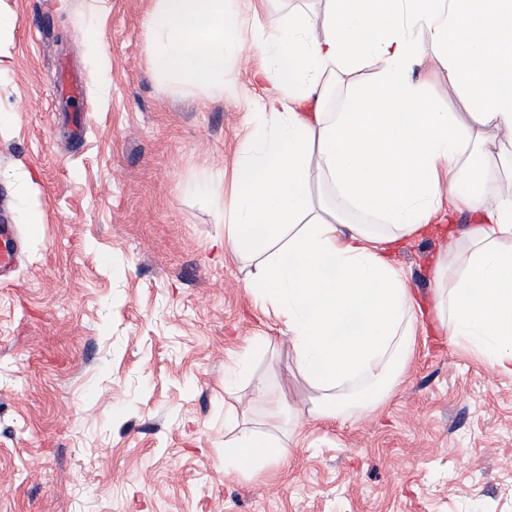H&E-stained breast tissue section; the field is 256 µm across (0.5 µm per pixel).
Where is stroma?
<instances>
[{
  "label": "stroma",
  "instance_id": "obj_1",
  "mask_svg": "<svg viewBox=\"0 0 512 512\" xmlns=\"http://www.w3.org/2000/svg\"><path fill=\"white\" fill-rule=\"evenodd\" d=\"M110 5L96 18L87 0H0L15 19L0 39V217L26 238L0 285V512H512V377L448 336L417 334L367 417L308 416L287 338L244 286L256 263L225 253L195 190L231 169L261 91L167 89L148 0ZM94 23L105 67L82 42ZM68 70L84 82L69 100ZM439 244L397 256L423 299ZM248 348L225 394L224 364ZM258 380L296 419L253 401ZM244 428L284 446L248 474L224 464Z\"/></svg>",
  "mask_w": 512,
  "mask_h": 512
}]
</instances>
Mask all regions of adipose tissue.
Segmentation results:
<instances>
[{
    "mask_svg": "<svg viewBox=\"0 0 512 512\" xmlns=\"http://www.w3.org/2000/svg\"><path fill=\"white\" fill-rule=\"evenodd\" d=\"M265 2L151 0L145 28L151 70L181 93L236 96L230 62L262 53L245 150L198 189L229 219L225 250L264 261L248 288L288 338L309 415L380 404L423 320L512 376V0H323L284 21ZM422 65L462 111L429 96ZM447 202L471 222L449 229L425 304L395 254ZM276 445L244 430L224 462L247 473Z\"/></svg>",
    "mask_w": 512,
    "mask_h": 512,
    "instance_id": "obj_1",
    "label": "adipose tissue"
}]
</instances>
